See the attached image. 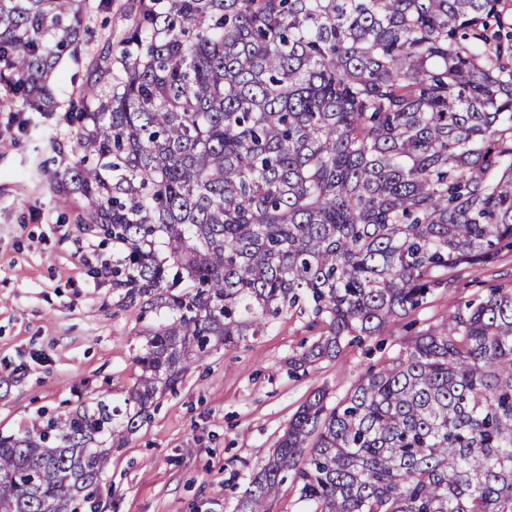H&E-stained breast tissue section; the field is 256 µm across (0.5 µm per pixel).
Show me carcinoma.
I'll list each match as a JSON object with an SVG mask.
<instances>
[{
	"label": "carcinoma",
	"instance_id": "1",
	"mask_svg": "<svg viewBox=\"0 0 512 512\" xmlns=\"http://www.w3.org/2000/svg\"><path fill=\"white\" fill-rule=\"evenodd\" d=\"M500 0H139L54 176L123 245L116 285L167 318L123 430L98 404L0 436V512H97L111 449L218 345L293 310L335 359L512 247V53ZM88 0H0V112H53ZM496 44H491V41ZM94 156L97 162L86 163ZM512 512V291L460 302L342 401L315 390L237 512Z\"/></svg>",
	"mask_w": 512,
	"mask_h": 512
}]
</instances>
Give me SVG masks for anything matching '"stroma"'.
Returning a JSON list of instances; mask_svg holds the SVG:
<instances>
[{"label": "stroma", "instance_id": "35a3bbf8", "mask_svg": "<svg viewBox=\"0 0 512 512\" xmlns=\"http://www.w3.org/2000/svg\"><path fill=\"white\" fill-rule=\"evenodd\" d=\"M135 5L112 0L111 10L89 12L90 40L55 73L56 111L32 113L22 133L6 132L0 114V435L24 434L44 415L123 406L141 374L135 357L144 332L167 315L115 287L120 244L76 224L80 194L50 185L81 157L64 112L81 87L98 81L94 62L118 50ZM495 287L512 289V250L491 265L455 270L412 313V325L396 323L304 372L290 373L288 360L316 332L290 313L261 336L212 351L175 391L155 397L149 422L113 447L98 512H235L255 467L314 390L343 398L416 330Z\"/></svg>", "mask_w": 512, "mask_h": 512}]
</instances>
